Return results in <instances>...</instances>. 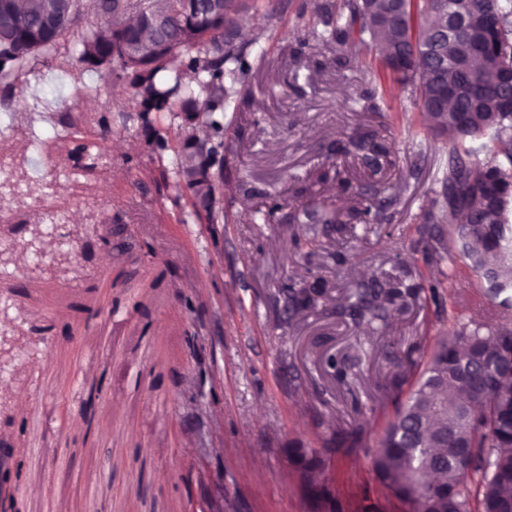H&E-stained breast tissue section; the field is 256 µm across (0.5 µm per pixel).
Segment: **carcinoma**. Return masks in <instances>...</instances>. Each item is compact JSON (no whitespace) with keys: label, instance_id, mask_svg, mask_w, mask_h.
Wrapping results in <instances>:
<instances>
[{"label":"carcinoma","instance_id":"obj_1","mask_svg":"<svg viewBox=\"0 0 512 512\" xmlns=\"http://www.w3.org/2000/svg\"><path fill=\"white\" fill-rule=\"evenodd\" d=\"M313 9L322 45L347 51L370 45L380 81L362 94L378 114L385 82L414 85L428 128L448 138V166L440 200L424 213L421 239L426 260L438 263L436 225L450 224L448 246L468 273L486 285L484 296L512 309V170L482 162L502 155L512 165V110L501 100L512 88L501 81L512 70V0H301L295 15ZM265 11L279 22L278 0H0V111H13V90L35 60L60 59L82 81L91 71L107 84L122 81L134 102L135 120L150 158L173 156L161 173L186 195L195 218L216 223L215 204L232 152L224 145V112L249 105L242 84L252 70L239 41L242 13ZM455 100L439 104L438 83ZM179 119L176 129L172 120ZM64 138L73 144L83 175L99 169L100 145L112 136L101 116L87 138L64 114ZM361 158L372 174L398 165L396 153L376 135L355 131L327 149L317 182H340L355 206L350 219L385 224L397 197L353 183L338 164ZM252 214V223L299 224L317 235L337 224L336 211L314 193L292 207L277 197ZM328 281L288 279L282 295L293 312L317 307ZM401 292L376 280L360 282L347 297L356 325L378 329L393 315ZM512 333L465 323L437 340L423 369L390 419L373 455L379 484L395 498L416 503L415 512H512ZM456 396L448 397V388ZM480 477L477 502L466 492L468 475Z\"/></svg>","mask_w":512,"mask_h":512}]
</instances>
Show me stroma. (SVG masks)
Segmentation results:
<instances>
[{
    "label": "stroma",
    "instance_id": "obj_1",
    "mask_svg": "<svg viewBox=\"0 0 512 512\" xmlns=\"http://www.w3.org/2000/svg\"><path fill=\"white\" fill-rule=\"evenodd\" d=\"M287 9L278 24L256 18L263 55H252L244 91L251 108L226 112L238 154L224 181L226 223L188 218L185 199L152 181H136L148 164L136 126L116 127L95 179L97 208L87 213L72 171L57 172L49 146L58 117L90 112L118 117L129 107L99 86L77 95L56 59H38L21 87L18 111L0 112L27 161L15 180L31 184L58 173L56 198L31 197L6 211L8 224H30L57 210L44 232L67 235L74 261L0 256V283L19 293L0 303V346L13 327L34 325L21 359L0 372V429L18 448L19 512H407L375 479L372 455L381 430L403 401L415 371L389 353L422 360L444 333L482 321L512 328L459 273L454 306L429 300L419 284L452 271V259L425 264L417 229L436 200L448 140L427 132L411 87L387 82L381 105L389 128L361 97L375 70L348 67L323 52L311 33L294 38ZM396 151L385 180L398 203L386 224L319 234V246H296L297 224H254L252 184L294 205L301 186L347 198L316 181L329 143L357 127ZM116 224L131 249L108 258L104 227ZM358 247L362 265L337 263ZM332 281L323 307L288 316V277ZM403 283L391 323L370 334L345 313L358 280ZM87 295L97 312L84 320L70 302ZM101 388L92 425L81 411ZM303 447L322 467L304 476L288 454Z\"/></svg>",
    "mask_w": 512,
    "mask_h": 512
}]
</instances>
